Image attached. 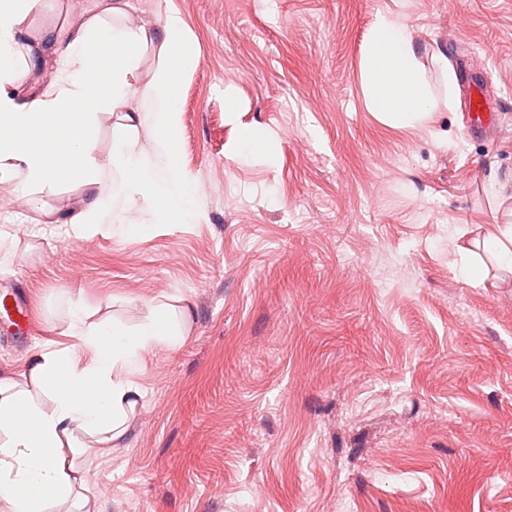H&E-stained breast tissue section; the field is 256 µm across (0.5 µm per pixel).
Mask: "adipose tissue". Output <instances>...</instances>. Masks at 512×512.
I'll use <instances>...</instances> for the list:
<instances>
[{"instance_id": "adipose-tissue-1", "label": "adipose tissue", "mask_w": 512, "mask_h": 512, "mask_svg": "<svg viewBox=\"0 0 512 512\" xmlns=\"http://www.w3.org/2000/svg\"><path fill=\"white\" fill-rule=\"evenodd\" d=\"M45 0H0V182L30 191L68 178L88 194L62 217L79 233L130 237L148 226L199 220L204 211L180 151V87L194 64L181 19L147 23L126 0H101L95 13L66 29L33 28ZM161 61L150 77L140 68L149 46ZM52 68L48 87L24 90L25 75ZM363 83L371 109L391 127L412 128L435 109L430 84L405 24H375ZM112 122V149L97 134ZM121 184L129 212L150 225L106 224L103 175ZM68 333L89 350L87 363L68 352L36 355L25 382L0 378V497L14 512H47L77 495L76 459L86 440L117 445L129 410L143 393L136 365L155 346L183 342L180 315L157 305L139 324L89 322L81 301L70 308Z\"/></svg>"}]
</instances>
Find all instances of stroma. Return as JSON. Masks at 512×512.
<instances>
[{
  "label": "stroma",
  "mask_w": 512,
  "mask_h": 512,
  "mask_svg": "<svg viewBox=\"0 0 512 512\" xmlns=\"http://www.w3.org/2000/svg\"><path fill=\"white\" fill-rule=\"evenodd\" d=\"M179 16L197 59L180 150L204 220L74 234L63 181L0 184L30 339L0 329V377L71 349L68 305L133 325L178 300L117 448L77 461L83 500L51 512H512V274L484 240L512 224V0H131ZM405 23L437 108L394 129L364 50ZM481 62L503 112L465 134L444 70ZM269 139L236 153L239 132Z\"/></svg>",
  "instance_id": "35a3bbf8"
}]
</instances>
